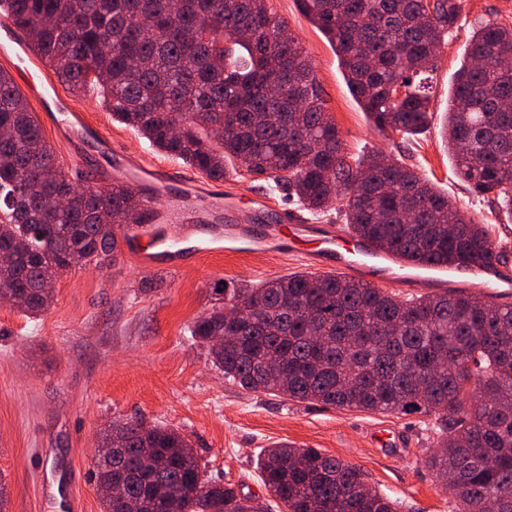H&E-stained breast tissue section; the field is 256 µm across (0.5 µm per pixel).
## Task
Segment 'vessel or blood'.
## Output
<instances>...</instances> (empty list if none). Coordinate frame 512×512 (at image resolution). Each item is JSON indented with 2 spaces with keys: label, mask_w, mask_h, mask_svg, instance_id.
<instances>
[{
  "label": "vessel or blood",
  "mask_w": 512,
  "mask_h": 512,
  "mask_svg": "<svg viewBox=\"0 0 512 512\" xmlns=\"http://www.w3.org/2000/svg\"><path fill=\"white\" fill-rule=\"evenodd\" d=\"M46 120L71 146L83 148L94 144L98 151L112 160L111 175L120 178L122 184L140 188V203L145 222L125 229L123 244L127 252L143 262H150L151 254L144 249L145 240H157L168 271L181 270L188 261L201 256L224 252L228 254L270 253L283 249L295 250L299 240L311 231L310 225L292 214H283L280 224L263 236L245 233L243 225L228 224L213 236H198L194 225L188 224L182 211L172 208L157 209V196L169 195L173 186L187 192L198 210L214 207L216 192L193 181H179L177 175L156 167L125 160L122 151L102 129L89 126L72 106L68 97L54 88L49 74H42ZM321 253L337 270L359 278L377 276L406 288L428 285L434 288H480L494 296L512 293V272L498 264L478 266L469 270H457L437 266L410 267L397 257L374 250L357 238L341 237L325 230Z\"/></svg>",
  "instance_id": "b4317fda"
}]
</instances>
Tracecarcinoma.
I'll return each mask as SVG.
<instances>
[{
    "label": "carcinoma",
    "mask_w": 512,
    "mask_h": 512,
    "mask_svg": "<svg viewBox=\"0 0 512 512\" xmlns=\"http://www.w3.org/2000/svg\"><path fill=\"white\" fill-rule=\"evenodd\" d=\"M340 58L347 83L380 131L416 135L434 118L423 75L455 24L461 0H298ZM27 48L58 81L100 96L112 118L212 181L236 161L311 213L334 198L347 234L411 264L504 263L484 224L466 217L411 165L343 149L313 67L267 0H0ZM145 15L149 23L136 24ZM209 24L223 46L193 40ZM223 63L215 68L212 55ZM512 29L486 22L454 74L444 139L462 180L512 216ZM286 86L280 98L272 83ZM403 97L393 96L397 85ZM0 288L37 316L78 253L115 260L101 224H142L129 186L66 173L26 98L0 70ZM246 306L218 309L192 336L242 388L298 402L433 418L439 450L425 459L453 512H512V304L463 288L401 298L336 274L292 273L232 289ZM221 336L220 343L212 337ZM112 463L99 486L124 480L141 512H261L202 471L187 439L163 425L114 422ZM258 470L285 512H395L356 465L278 442Z\"/></svg>",
    "instance_id": "carcinoma-1"
}]
</instances>
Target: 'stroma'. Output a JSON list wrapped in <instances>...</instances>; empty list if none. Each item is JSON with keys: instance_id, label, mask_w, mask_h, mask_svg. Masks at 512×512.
I'll use <instances>...</instances> for the list:
<instances>
[{"instance_id": "stroma-1", "label": "stroma", "mask_w": 512, "mask_h": 512, "mask_svg": "<svg viewBox=\"0 0 512 512\" xmlns=\"http://www.w3.org/2000/svg\"><path fill=\"white\" fill-rule=\"evenodd\" d=\"M310 57L325 106L348 156L373 151L404 160L447 193L492 239L512 246V218L472 193L456 174L442 137L455 71L474 28L494 21L512 28V0H462L458 20L430 71L431 127L416 136L376 129L351 95L330 44L297 0H269ZM74 106L106 128L127 159L141 156L199 180L182 160L149 147L114 120L96 96L70 90ZM218 188L237 200L233 223L261 230L288 208L284 192L238 163ZM266 197V207L256 200ZM305 252L222 254L176 273L149 267L126 251L115 263L62 273L50 309L30 317L0 302V482L6 512H66L74 495L81 512H102L93 475L101 430L139 419L177 429L203 470L222 483L284 512L259 478L257 460L276 442L318 449L360 467L368 483L397 502L396 512H451L447 495L426 468L433 448L430 419L301 403L242 389L214 366L208 347L191 335L195 321L224 307L223 286L256 284L296 272L329 273Z\"/></svg>"}]
</instances>
